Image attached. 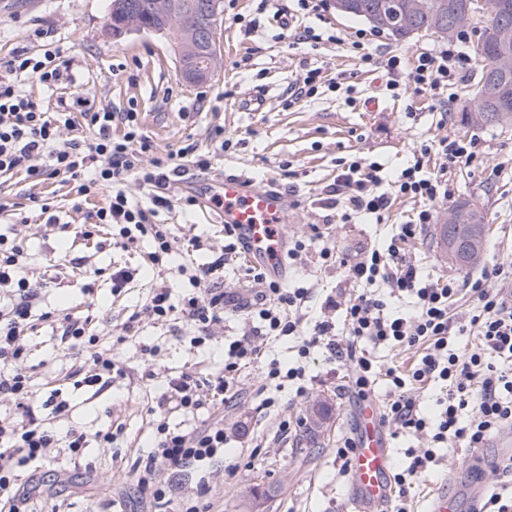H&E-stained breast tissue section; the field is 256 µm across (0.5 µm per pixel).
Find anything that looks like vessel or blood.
<instances>
[{"instance_id": "vessel-or-blood-1", "label": "vessel or blood", "mask_w": 512, "mask_h": 512, "mask_svg": "<svg viewBox=\"0 0 512 512\" xmlns=\"http://www.w3.org/2000/svg\"><path fill=\"white\" fill-rule=\"evenodd\" d=\"M219 223L242 232L255 257L268 271L280 274L286 233L282 227L287 199L269 188L254 186L245 175L227 174L215 183ZM394 467L377 406L359 407L357 446L350 462V481L357 512H382L390 500L389 476Z\"/></svg>"}]
</instances>
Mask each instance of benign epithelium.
I'll use <instances>...</instances> for the list:
<instances>
[{"label":"benign epithelium","mask_w":512,"mask_h":512,"mask_svg":"<svg viewBox=\"0 0 512 512\" xmlns=\"http://www.w3.org/2000/svg\"><path fill=\"white\" fill-rule=\"evenodd\" d=\"M154 22L141 20L139 10L130 0H114L112 15L106 33L118 39L134 32L165 34L171 27L178 30L175 43L178 71L182 81L190 86L205 83L215 74L218 61L216 30L223 9V0H150ZM488 0H463L461 6L448 15V24H438L431 31L440 37H449L456 30L475 26L490 14ZM401 12L406 21L401 28L413 34L408 19L421 14H434L429 0H401ZM497 38L505 47L494 63L491 78L512 74V25L502 24Z\"/></svg>","instance_id":"1"}]
</instances>
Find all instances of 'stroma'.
<instances>
[{
  "label": "stroma",
  "mask_w": 512,
  "mask_h": 512,
  "mask_svg": "<svg viewBox=\"0 0 512 512\" xmlns=\"http://www.w3.org/2000/svg\"><path fill=\"white\" fill-rule=\"evenodd\" d=\"M110 5L111 0H0V57L15 48L37 53L46 44L59 46L76 63V83L66 89V96L116 111L136 103L154 153L177 154L191 140L210 156V169L190 170L173 188L172 208L157 218L173 237L201 234L202 248L191 256L194 264L215 259L224 244V227L204 219L199 207H185L183 198L208 196L224 173H246L258 186L273 185L287 195L284 228L288 236H301L308 244L286 278L312 288L311 317L326 316L321 308L325 297L348 295L350 287L340 264L318 263L319 245L310 239L311 225L326 226L337 257L349 259L382 244L419 208L418 202L399 198L393 200L385 223H342L339 213L326 206L338 159L355 154L376 159L384 166L383 179L389 181L422 142L446 136L475 141L480 156L478 163L455 168L451 200L468 198L485 208L489 236L484 259H512V128L461 124L463 108L480 77L479 66H472L454 88L448 106L425 90L411 89L395 98L385 88L384 70L362 65L348 48L365 22L337 15L329 0H318L313 15L299 11L297 0H269L264 8L259 0H224L218 72L210 82L189 87L178 73L175 33L143 32L113 40L105 33ZM281 16L292 26L312 27L325 35V42L292 43L277 22ZM315 67L327 80L352 87V102L323 87L313 97L289 103L307 69ZM256 95L265 99L263 111L245 110L244 102ZM219 128L235 141L229 150L220 147L215 135ZM33 194L54 201L57 223H46L30 209ZM108 195L105 187L86 197L78 195L73 183L59 178L36 184L21 171L0 176V234L21 242L22 274L39 289L27 338L33 388L40 399L58 393L68 401V413L55 418V425L76 426L91 436L79 458L59 449L42 465L29 512H154L133 478L155 433L148 409L165 392L167 377L185 371L202 381L224 366L220 344L191 347L180 323L144 319L127 328L129 315L149 289L176 282L174 298L179 301L193 288L187 276L175 270L182 256H173L172 270L160 274L148 260L150 242L125 250L114 245L103 228L86 237ZM409 253L423 276L465 274L438 246L435 228L410 245ZM123 266L138 274L128 290L116 295L111 274ZM93 271L98 277L89 296L84 288ZM66 308L90 317L92 330L111 344L125 371L100 396L76 386L72 378L81 358L67 350L55 318ZM327 316L336 323L342 320L338 311ZM145 343L157 348L148 360L141 352ZM148 366L154 378L144 377ZM306 373L315 382L304 397L294 398L290 385L280 393V418L295 425L285 436L260 406V379L254 369L242 376L235 406L211 415L170 414V425L184 430L207 424L213 416L224 420L231 442L223 458L210 467L213 512H354L350 476L336 450L356 431L358 407L351 393L340 390L347 381L345 371L321 352L312 354ZM113 423L121 425V432L111 447H100L95 433ZM438 454L435 475L410 490L412 512H428L432 496L441 491L462 495L475 482L494 481L495 463L504 451L492 444L480 457L460 447L442 448Z\"/></svg>",
  "instance_id": "35a3bbf8"
}]
</instances>
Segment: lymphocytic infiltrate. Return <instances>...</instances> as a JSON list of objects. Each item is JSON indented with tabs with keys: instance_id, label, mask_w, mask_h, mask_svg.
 <instances>
[{
	"instance_id": "lymphocytic-infiltrate-1",
	"label": "lymphocytic infiltrate",
	"mask_w": 512,
	"mask_h": 512,
	"mask_svg": "<svg viewBox=\"0 0 512 512\" xmlns=\"http://www.w3.org/2000/svg\"><path fill=\"white\" fill-rule=\"evenodd\" d=\"M384 68L386 88L392 94L411 87L437 92L463 81L471 58L459 44L451 43L418 53L408 65L400 56H390ZM29 79L51 91L68 88L74 82V62L52 47L39 54L16 49L0 59V174L22 171L37 183L61 178L76 183L83 196L98 186H109L112 193L105 207L96 211L97 223L117 230L125 247L142 239L152 241L154 265H162L177 247L199 249L198 237L176 244L156 221L159 211L170 207L171 189L182 171L168 155L144 161L152 145L141 132L135 106L120 112L94 109L80 97L72 103L61 97L51 106L24 91ZM64 130L69 133L65 139L60 136ZM434 153L441 155L442 163L431 171L427 163ZM476 158L470 141L448 136L432 145L421 144L387 192L379 189L382 164L362 158L340 161L327 205L340 211L344 222L365 217L383 223L395 196L421 201V210L400 225L385 246L343 260L345 277L354 291L341 303L332 296L325 300L329 308H342L340 330L329 320L307 323L303 309L309 289L284 285L263 266H250L247 276L252 288L244 310L251 327L225 348L224 369L212 380L202 382L187 372L169 378L165 398L158 405L156 440L144 466L136 470L140 492L156 504H168L173 489L167 473L200 469L223 456L228 443L223 425L178 430L170 427L168 416L194 415L234 401L245 369L258 367L267 387L297 382V396L305 395L304 367L286 369L278 361L262 360L264 345L282 338L297 339L301 360L309 358L313 349H325L329 361L348 372L359 399H367L372 385L384 380L388 397L383 424L393 431L430 436L431 447L413 454L409 466L392 475L397 512H407L404 501L412 485L430 473L435 446L456 444L478 453L502 431L512 429V261L484 263L478 275L464 279L426 278L407 250L435 222L438 204L450 194L452 171ZM132 178L145 190V199L128 192ZM246 250L244 237L234 228H225L221 254L196 269L191 278L194 293L177 304L170 287L152 289L145 303L134 309L130 322L177 320L192 331L191 345H203L206 335L224 322V295L207 287L206 281L223 269L227 259ZM23 255L20 244L0 237V292L5 295L0 301V399L15 407L13 416L0 417V512H20L31 493L19 481L20 468L41 467L55 448L77 456L87 446L84 430L71 427L58 432L37 413L45 406L58 417L69 404L38 400L31 386L24 341L37 290L21 275ZM463 294L470 295L473 304L459 314L453 306ZM400 298L410 300V311L393 309V300ZM60 321L63 340L85 358L77 369L82 385L100 394L120 371L111 348L92 335L89 317L73 311L62 314ZM464 336L476 338L473 350L461 348ZM382 344L416 351L418 358L405 371L381 368L372 348ZM432 383L440 385L443 395L430 418L420 412L419 393ZM495 471L496 480L485 485L471 512H512V456L500 458Z\"/></svg>"
}]
</instances>
